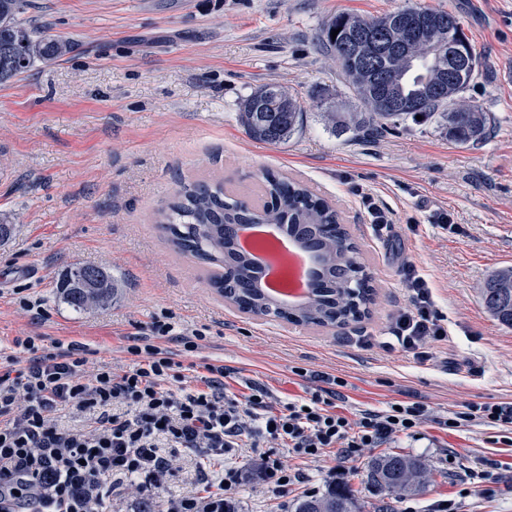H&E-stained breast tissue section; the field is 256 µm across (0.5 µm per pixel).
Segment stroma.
<instances>
[{"instance_id":"obj_1","label":"stroma","mask_w":512,"mask_h":512,"mask_svg":"<svg viewBox=\"0 0 512 512\" xmlns=\"http://www.w3.org/2000/svg\"><path fill=\"white\" fill-rule=\"evenodd\" d=\"M407 6L461 18L477 55L462 97L491 117L483 142L455 145L433 121L407 119L363 138L322 120L324 94L338 111L360 109L335 61L315 46L325 21ZM26 16L73 48L0 82V218L14 226L0 242V355L13 354L14 338L37 336L84 343L94 366L117 368L128 338L166 317L175 331L207 337L183 356L187 376L225 364L239 371L229 384L237 394L253 380L287 403L303 393V368L346 380L340 407L348 415L410 400L438 416L512 398V327L494 320L480 295L492 272L512 266V0H30ZM265 83L285 86L305 110L302 131L278 145L250 139L239 122L241 102ZM265 170L303 182L341 213L378 295L359 321L317 327L242 312L159 228L157 213L180 185L220 179L253 199ZM365 194L390 211L387 230L369 224ZM445 213L460 232L440 226ZM75 264L111 271L108 303L77 311L63 301L56 283ZM408 264L448 318V341L428 361L381 346L409 305ZM266 448L304 481L277 490L252 477L235 493L240 512H293L305 490L324 493L336 479L361 512H380L384 500L365 474L384 454L427 463V492L392 504L427 512L453 498L454 476L480 459L512 458L487 431L447 433L429 422L343 465L331 455L297 457L278 442ZM495 489L473 491L462 512H512V470L501 471Z\"/></svg>"}]
</instances>
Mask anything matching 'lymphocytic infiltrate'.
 <instances>
[{
	"instance_id": "lymphocytic-infiltrate-1",
	"label": "lymphocytic infiltrate",
	"mask_w": 512,
	"mask_h": 512,
	"mask_svg": "<svg viewBox=\"0 0 512 512\" xmlns=\"http://www.w3.org/2000/svg\"><path fill=\"white\" fill-rule=\"evenodd\" d=\"M404 284L410 306L390 333L403 351L431 359L435 344L448 339L447 317L413 267H405ZM168 337L175 348L162 347ZM204 339L201 330L177 335L158 320L150 334L132 337L120 369L105 365L92 374L86 345L14 339L16 353L0 367V512H112L114 497L131 486L154 499L156 512H224L225 498L246 478L243 469L225 467L224 457L259 437L304 457L333 449L346 462L361 449L415 433L428 418L426 406L405 401L339 413L335 401L346 382L323 372L311 373L305 396L279 410L259 383L228 396L233 370L221 364H205L198 386H189L180 357ZM70 410L81 414L80 427L57 420ZM435 423L446 432L494 427L511 447L512 399L467 402ZM182 449L201 452L200 483L186 494L164 488L174 474L170 456Z\"/></svg>"
}]
</instances>
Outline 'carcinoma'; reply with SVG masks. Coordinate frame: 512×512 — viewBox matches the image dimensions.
Masks as SVG:
<instances>
[{
	"label": "carcinoma",
	"mask_w": 512,
	"mask_h": 512,
	"mask_svg": "<svg viewBox=\"0 0 512 512\" xmlns=\"http://www.w3.org/2000/svg\"><path fill=\"white\" fill-rule=\"evenodd\" d=\"M29 0H0V82L28 71L36 62H47L65 54L68 41L48 34L43 27L27 23L22 15ZM410 14L434 17L435 23L420 35V47L411 58L386 51L376 55L356 41V34L377 23L383 26L387 43L403 36V20ZM338 31L332 36L331 31ZM322 52L336 59L349 78L361 112L321 113L333 132L352 131L374 135L387 131L395 120L416 118L436 120L448 140L461 146L485 140L491 132L490 116L472 104L459 102L476 76V55L460 20L453 14L422 7H406L374 19L340 14L321 30ZM448 84V97L437 94L441 82ZM397 102L400 112L378 106L380 97ZM304 110L282 86L265 84L242 103L239 117L247 135L260 142L281 144L301 128ZM263 201L250 203L224 190L220 181H197L176 191L164 214V229L171 243L183 254L212 266L208 278L219 293L239 309L257 316L269 313V298L247 288L251 259L232 240L235 224H286L305 244L320 251L323 280L316 298L297 312L296 322L319 327L343 326L361 318V307L372 303L367 275L354 278L357 246L340 224L338 212L314 196L302 183L271 172L262 175ZM237 270L235 283L224 289V263ZM57 288L75 310L107 301L112 294V274L93 264L69 267ZM485 308L500 324L512 327V267L492 273L481 288ZM430 470L424 460L411 456L372 459L366 482L376 493L395 498L418 496L429 483ZM294 512H359L354 495L333 487L321 495L299 500Z\"/></svg>",
	"instance_id": "cac0c4a2"
}]
</instances>
